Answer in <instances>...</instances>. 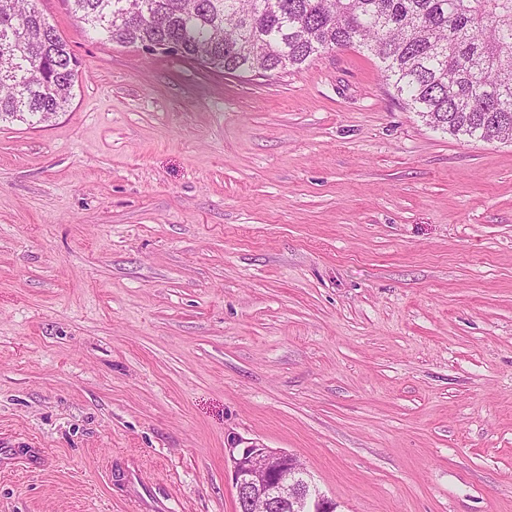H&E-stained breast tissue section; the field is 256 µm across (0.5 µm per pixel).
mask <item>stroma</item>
I'll use <instances>...</instances> for the list:
<instances>
[{"mask_svg":"<svg viewBox=\"0 0 512 512\" xmlns=\"http://www.w3.org/2000/svg\"><path fill=\"white\" fill-rule=\"evenodd\" d=\"M0 123V512H236L231 436L337 512H512V143L339 49L227 74L88 34Z\"/></svg>","mask_w":512,"mask_h":512,"instance_id":"obj_1","label":"stroma"}]
</instances>
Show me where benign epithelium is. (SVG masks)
<instances>
[{
	"label": "benign epithelium",
	"mask_w": 512,
	"mask_h": 512,
	"mask_svg": "<svg viewBox=\"0 0 512 512\" xmlns=\"http://www.w3.org/2000/svg\"><path fill=\"white\" fill-rule=\"evenodd\" d=\"M241 439L229 444L236 512H336V502L328 499L312 483L297 456L252 443L240 447Z\"/></svg>",
	"instance_id": "7a95c632"
}]
</instances>
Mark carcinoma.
Instances as JSON below:
<instances>
[{
    "mask_svg": "<svg viewBox=\"0 0 512 512\" xmlns=\"http://www.w3.org/2000/svg\"><path fill=\"white\" fill-rule=\"evenodd\" d=\"M104 40L229 74L286 73L334 49L379 60L426 123L512 142V0H67ZM76 57L35 0H0V120L47 123L73 98Z\"/></svg>",
    "mask_w": 512,
    "mask_h": 512,
    "instance_id": "cac0c4a2",
    "label": "carcinoma"
}]
</instances>
